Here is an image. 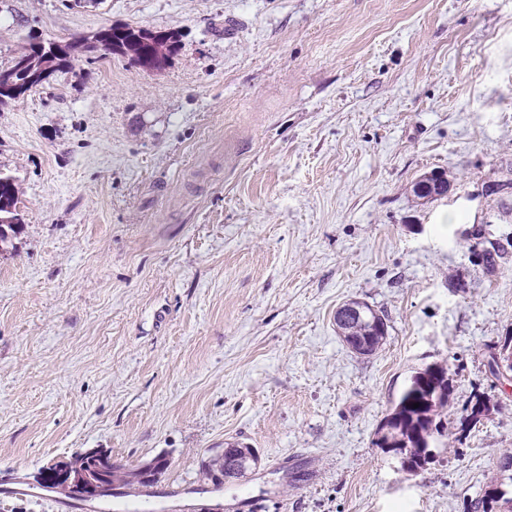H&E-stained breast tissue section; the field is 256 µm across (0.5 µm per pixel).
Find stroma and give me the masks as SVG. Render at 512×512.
Segmentation results:
<instances>
[{
  "label": "stroma",
  "instance_id": "obj_1",
  "mask_svg": "<svg viewBox=\"0 0 512 512\" xmlns=\"http://www.w3.org/2000/svg\"><path fill=\"white\" fill-rule=\"evenodd\" d=\"M111 24L182 46L0 104V512H53L35 476L92 448L167 457L147 512H468L512 452V267L461 235L512 161V0H0V67ZM432 171L455 189L424 204ZM351 298L388 316L376 356L336 331ZM433 363L442 419L494 409L411 474L375 432ZM230 443L259 464L216 491ZM0 244L9 239L10 236L17 233L18 224H21V217L18 210L19 191L15 181L10 176L0 174ZM2 203L6 204L10 209H6ZM10 217L11 222L9 225L4 226L2 229L1 218Z\"/></svg>",
  "mask_w": 512,
  "mask_h": 512
}]
</instances>
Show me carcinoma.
<instances>
[{
  "label": "carcinoma",
  "mask_w": 512,
  "mask_h": 512,
  "mask_svg": "<svg viewBox=\"0 0 512 512\" xmlns=\"http://www.w3.org/2000/svg\"><path fill=\"white\" fill-rule=\"evenodd\" d=\"M29 58L33 79L18 93L0 90V103L18 100L32 89L43 85L39 77L43 73L54 72L73 67L80 55L89 59H102L115 53H121L139 68L145 71L163 70L171 58L180 50V36L172 31H153L147 28L129 25H109L95 33L73 39L64 44L43 42L32 39L23 45ZM486 199L495 208L496 219L502 224L512 223V198L505 200L499 195L497 179H488ZM0 219L11 218V223L0 228V244L17 233L21 217L18 210L19 191L13 178L0 174ZM368 314L363 318L351 317L343 323H336L342 329L340 336L355 354L370 357L378 353L387 335L388 316L367 306ZM452 393V384L448 369L441 364H431L415 371L400 394L397 402L381 421L377 432L384 433L383 438L375 441L376 446L386 452L402 456L411 462L409 472L415 474L424 467L421 463L424 445L435 431H440L436 418L448 407ZM419 407H413V404ZM226 457L212 460L203 465L206 478L219 486L229 477H240L228 465Z\"/></svg>",
  "instance_id": "1"
}]
</instances>
